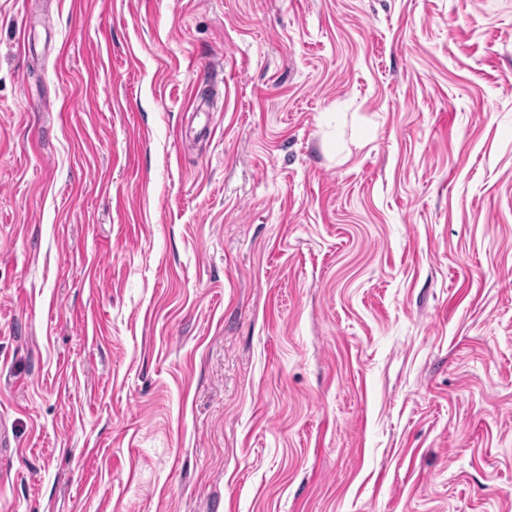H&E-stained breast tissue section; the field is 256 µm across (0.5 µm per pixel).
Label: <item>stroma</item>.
<instances>
[{
	"mask_svg": "<svg viewBox=\"0 0 512 512\" xmlns=\"http://www.w3.org/2000/svg\"><path fill=\"white\" fill-rule=\"evenodd\" d=\"M0 512H512V0H0Z\"/></svg>",
	"mask_w": 512,
	"mask_h": 512,
	"instance_id": "1",
	"label": "stroma"
}]
</instances>
